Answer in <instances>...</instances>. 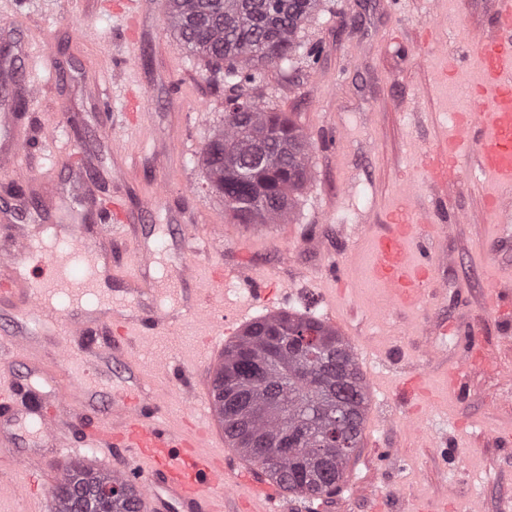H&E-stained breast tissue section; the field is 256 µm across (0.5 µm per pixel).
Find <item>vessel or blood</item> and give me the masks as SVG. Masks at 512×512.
Masks as SVG:
<instances>
[{"label": "vessel or blood", "instance_id": "vessel-or-blood-1", "mask_svg": "<svg viewBox=\"0 0 512 512\" xmlns=\"http://www.w3.org/2000/svg\"><path fill=\"white\" fill-rule=\"evenodd\" d=\"M491 4L485 27L472 33L465 52H434L425 38L416 41L421 52L435 56L427 90L444 91L456 83L470 101L468 110L457 113L453 130L436 133L419 163L442 199L455 188L462 168L474 165L484 213L512 236V0ZM53 137L47 127L40 139H32L21 113L0 110V154L7 156L14 181H27V160ZM67 191L84 199L91 216L77 224L41 225L39 232L51 235L56 246L44 256L53 276L37 286L20 276L36 235L24 224V201L0 203V219L13 224L0 238V301L11 305L0 315V362L20 358L29 365L25 379L0 375V446L17 451L21 468L42 477L38 490L14 479L11 493L20 512H57L52 469L80 461L90 450L107 475L130 481L144 512H286L288 496L277 483L248 467H225L229 439L215 414H208L199 431L170 420L166 400L210 407L213 388L197 384L184 365L146 362L138 339L172 335L185 321H194L211 338L200 358L208 365L222 351L224 334L251 319L245 308L225 320V281L238 279L253 301L267 308L286 305L287 296L268 289L267 274L256 269L195 263L194 255L204 247L193 228L183 225L173 271L192 283V298L158 306L154 254L130 232L152 203L132 212L122 199L98 197L94 180L81 168L72 170ZM411 196L410 187H403L379 213L389 232L368 238L371 276L392 306L407 310L421 306L436 271L431 238L447 232L446 223L416 209ZM99 262L131 300L113 305L106 318L85 309L87 302L104 299L95 285ZM482 302L512 312V288L490 281ZM458 332L465 339L464 357L448 372V390L457 395L486 364V348L474 326L461 324ZM39 334L54 340L51 363H44L33 346Z\"/></svg>", "mask_w": 512, "mask_h": 512}]
</instances>
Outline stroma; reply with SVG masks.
<instances>
[{"mask_svg":"<svg viewBox=\"0 0 512 512\" xmlns=\"http://www.w3.org/2000/svg\"><path fill=\"white\" fill-rule=\"evenodd\" d=\"M439 10L434 0H322L302 32L319 50L317 63L267 68L250 91L266 111L285 113L305 134L312 146L310 178L294 195L289 222L248 227L210 192L198 163L224 123L227 89L204 59L178 45L163 0H0V30L26 38L33 56L27 79L41 87L37 102L26 108L29 130L36 135L43 127L57 128L23 186L32 210L52 202L54 223L77 221L71 204H58L57 187L45 183L41 171L51 166L63 177L67 165L82 162L91 148L95 164L120 172L104 193L121 195L131 210L159 199L137 227L143 239L164 240L158 269L167 268L177 246L166 227L195 224L214 262L270 271L288 291L290 312L323 319L328 307L315 277L328 265L351 263L353 284L339 305L349 323L340 332L355 351L372 345L397 358V365L376 369L385 389L408 371L423 374L430 386H444L461 359L454 328L462 322L474 323L498 355L493 372L472 377L466 393L417 415L369 390L363 441L344 475L359 492L294 495L288 512H371L375 504L384 512H415L418 501L442 496L446 512H512V444L497 435L512 417L502 397L512 388V360L500 355L499 316L479 297L485 276H512V238H497L495 225L486 222L465 223L480 209L472 169L462 170L446 201L461 222L434 242L439 276L418 310L387 308L382 288L366 275L368 244L355 246L350 239L368 204L389 205L403 185H410L414 206H435L417 157L434 129L451 125L460 90L449 88L448 109L412 114L423 68L395 49L391 26L400 21L411 38L434 23ZM46 53L60 63L55 74L40 65ZM117 65L125 71L119 82L109 76ZM91 73L112 100L107 133L86 91ZM333 125L344 135L338 151L324 145ZM108 134L118 140L119 153L104 146ZM443 310L450 326L445 335L433 330ZM432 436L440 446H429Z\"/></svg>","mask_w":512,"mask_h":512,"instance_id":"obj_1","label":"stroma"}]
</instances>
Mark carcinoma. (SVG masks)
Segmentation results:
<instances>
[{"label":"carcinoma","instance_id":"carcinoma-1","mask_svg":"<svg viewBox=\"0 0 512 512\" xmlns=\"http://www.w3.org/2000/svg\"><path fill=\"white\" fill-rule=\"evenodd\" d=\"M320 0H170L179 45L224 71L229 95L224 128L201 151L209 188L240 224L289 218L292 194L308 180L311 148L283 113L267 112L246 92L268 67L315 62L301 40ZM305 329L319 338L316 356L288 342ZM224 434L242 456L288 492L326 494L323 471L342 480L362 440L366 383L349 342L326 322L282 313L249 324L224 346L213 379ZM109 476L73 465L54 487L62 512H77L76 490L91 496L115 485ZM95 512H139L132 493L97 502Z\"/></svg>","mask_w":512,"mask_h":512}]
</instances>
